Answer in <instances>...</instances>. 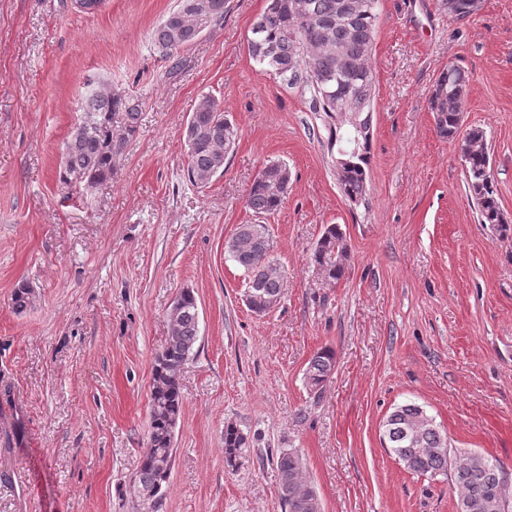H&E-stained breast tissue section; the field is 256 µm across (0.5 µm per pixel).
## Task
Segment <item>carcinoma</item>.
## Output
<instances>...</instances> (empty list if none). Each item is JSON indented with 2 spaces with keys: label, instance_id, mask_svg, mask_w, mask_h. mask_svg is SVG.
Masks as SVG:
<instances>
[{
  "label": "carcinoma",
  "instance_id": "1",
  "mask_svg": "<svg viewBox=\"0 0 512 512\" xmlns=\"http://www.w3.org/2000/svg\"><path fill=\"white\" fill-rule=\"evenodd\" d=\"M456 5L455 18L475 14L480 0H440ZM225 0H180L152 32L154 45L168 59L195 42L224 19ZM378 22V0H267L264 11L251 28L248 50L260 70L309 95V106L324 114L329 127L330 148L336 149L334 166L340 190L351 202L366 195L369 177L371 102L374 74L370 65ZM467 91L465 74L450 65L436 81L430 95L437 133L453 139L462 127ZM81 119L63 149L59 178L71 190L92 187L112 178L115 158L139 126L141 103L128 93L92 91L77 104ZM122 113L119 123L113 122ZM237 137V128L224 115L217 99L204 96L186 127L188 181L204 186L219 172ZM467 186L478 208L480 221L507 237L512 224L503 216L489 167L488 150L465 159ZM291 180L282 163L265 165L255 178L246 201L257 217L276 211ZM248 280L256 312L275 306L284 288L283 278L269 255L266 226L241 224L225 247ZM348 252L343 232L328 226L312 252L311 260L324 276L339 281L346 266L336 256ZM199 336V310L195 295L184 290L172 314L170 335L155 357L148 410L147 446L134 480V492H147L154 499V512L162 506L163 485L173 467L174 429L182 414L181 377ZM336 367V351L325 345L310 358L306 384L320 396ZM381 441L388 452L409 472L421 476L450 474L458 499L468 500L472 512H487L484 505L505 501L503 464L475 451L451 453L448 439L422 406H396L382 424ZM247 437L235 426L224 428V454L232 460L246 447ZM279 496L285 512H313L302 477L297 452L283 451L276 460Z\"/></svg>",
  "mask_w": 512,
  "mask_h": 512
}]
</instances>
